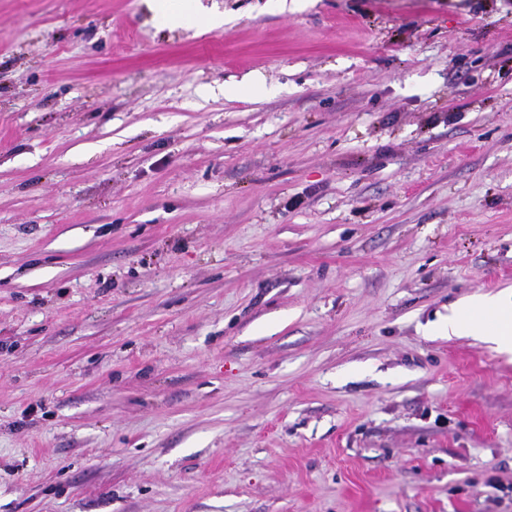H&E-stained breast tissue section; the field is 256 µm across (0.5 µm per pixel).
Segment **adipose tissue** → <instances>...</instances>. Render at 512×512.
I'll return each instance as SVG.
<instances>
[{
	"label": "adipose tissue",
	"mask_w": 512,
	"mask_h": 512,
	"mask_svg": "<svg viewBox=\"0 0 512 512\" xmlns=\"http://www.w3.org/2000/svg\"><path fill=\"white\" fill-rule=\"evenodd\" d=\"M162 25L176 29L194 23L210 31L223 27L224 14L201 0H153ZM448 337L469 336L512 358V293L480 294L453 305L443 324Z\"/></svg>",
	"instance_id": "1"
}]
</instances>
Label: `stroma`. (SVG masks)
I'll list each match as a JSON object with an SVG mask.
<instances>
[{
    "label": "stroma",
    "instance_id": "obj_1",
    "mask_svg": "<svg viewBox=\"0 0 512 512\" xmlns=\"http://www.w3.org/2000/svg\"><path fill=\"white\" fill-rule=\"evenodd\" d=\"M203 2L0 0V512H512V0ZM152 7L161 24L170 29L191 22L207 31L224 26V12L204 7L201 0H153ZM448 338L469 336L500 355L512 358V295L510 290L497 294L475 295L448 309L441 325Z\"/></svg>",
    "mask_w": 512,
    "mask_h": 512
}]
</instances>
